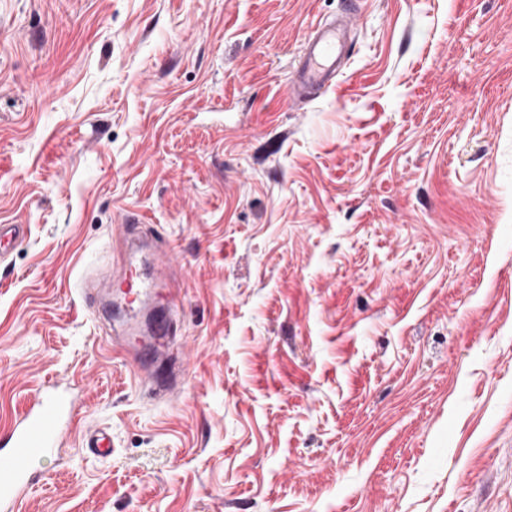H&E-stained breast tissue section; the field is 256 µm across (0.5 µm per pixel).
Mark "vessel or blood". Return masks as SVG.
Listing matches in <instances>:
<instances>
[{
	"label": "vessel or blood",
	"mask_w": 512,
	"mask_h": 512,
	"mask_svg": "<svg viewBox=\"0 0 512 512\" xmlns=\"http://www.w3.org/2000/svg\"><path fill=\"white\" fill-rule=\"evenodd\" d=\"M354 6H346L342 16L319 25L303 43L288 96L299 102L314 92L337 87L338 77L349 54L348 36L353 29ZM121 287L114 296L122 304L126 321L120 335L122 350L137 366L144 386L172 385L164 371L171 338L172 314L160 312L158 283L142 277L136 261H129L119 278ZM77 400L68 387L45 386L27 410L13 422L8 438L0 444V512H19L25 498L39 481L37 457L54 455L62 446L63 434L73 418Z\"/></svg>",
	"instance_id": "1"
}]
</instances>
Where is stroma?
Listing matches in <instances>:
<instances>
[{"mask_svg":"<svg viewBox=\"0 0 512 512\" xmlns=\"http://www.w3.org/2000/svg\"><path fill=\"white\" fill-rule=\"evenodd\" d=\"M342 8L0 0V436L83 400L24 512H512V0H360L290 103ZM130 213L166 400L78 291ZM340 19L319 25L303 43L295 77L288 84V96L294 102L314 92L338 86V76L348 57V36L353 29L356 8L346 4Z\"/></svg>","mask_w":512,"mask_h":512,"instance_id":"35a3bbf8","label":"stroma"}]
</instances>
